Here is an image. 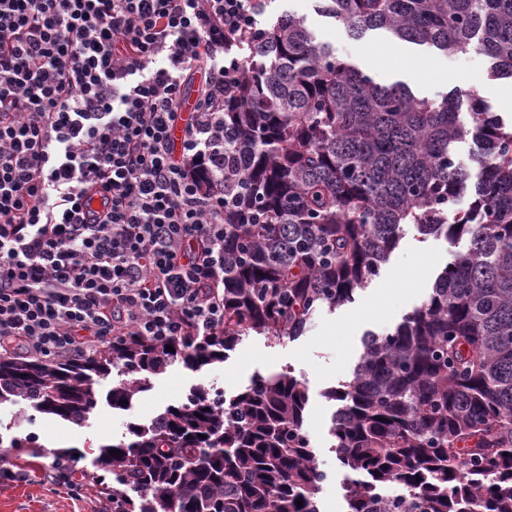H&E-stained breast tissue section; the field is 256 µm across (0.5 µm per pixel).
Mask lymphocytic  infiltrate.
I'll return each instance as SVG.
<instances>
[{
    "label": "lymphocytic infiltrate",
    "mask_w": 512,
    "mask_h": 512,
    "mask_svg": "<svg viewBox=\"0 0 512 512\" xmlns=\"http://www.w3.org/2000/svg\"><path fill=\"white\" fill-rule=\"evenodd\" d=\"M258 4L0 0V355L223 330L224 107Z\"/></svg>",
    "instance_id": "1"
}]
</instances>
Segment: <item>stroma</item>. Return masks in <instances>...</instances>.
<instances>
[{"mask_svg":"<svg viewBox=\"0 0 512 512\" xmlns=\"http://www.w3.org/2000/svg\"><path fill=\"white\" fill-rule=\"evenodd\" d=\"M304 16L309 29L327 42L337 57L370 72L377 82L407 85L416 96L438 99L453 90L475 95L502 117L512 116L498 93L503 82L489 74L491 60L478 51L445 55L393 38L382 30L356 40L333 19L319 15L315 0H263L258 22L266 27L284 13ZM413 226H405L399 247L367 288L358 291L354 303L335 311L321 310L302 336L278 343L266 337H244L224 362L194 372L176 364L153 378L150 391L139 396L132 408L117 410L106 400L112 380L102 381L101 400L84 426L29 409L25 401L0 405V435L36 434L52 449L86 448L124 435L128 423L150 422L170 404L183 400L202 386L231 392L248 383L257 372L290 370L308 388L309 402L304 429L320 468L329 475L318 495L321 512H346L341 482L344 472L332 448L329 434L335 402L325 398L327 388L349 380L363 352L366 333L394 329L403 316L425 303L437 275L455 253L466 250L467 239L427 237L418 242ZM102 494L87 487L83 496L48 482L42 465L30 467L26 481L0 484V512H98Z\"/></svg>","mask_w":512,"mask_h":512,"instance_id":"1","label":"stroma"}]
</instances>
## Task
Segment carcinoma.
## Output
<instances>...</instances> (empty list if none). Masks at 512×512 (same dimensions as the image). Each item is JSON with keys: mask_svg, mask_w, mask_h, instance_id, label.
I'll use <instances>...</instances> for the list:
<instances>
[{"mask_svg": "<svg viewBox=\"0 0 512 512\" xmlns=\"http://www.w3.org/2000/svg\"><path fill=\"white\" fill-rule=\"evenodd\" d=\"M316 11L357 40L385 30L446 55L478 50L492 76L512 78V0H318ZM243 46L224 112V332H130L54 362L1 356L0 404L82 427L114 374L109 402L125 410L176 363L223 362L252 332L298 337L317 311L354 302L412 224L469 247L394 330L367 333L351 379L324 392L337 402L347 512H512V120L473 97L463 120L460 93L382 85L291 13ZM469 137L476 171L456 158ZM308 401L292 372L257 373L229 397L195 388L116 443L57 454L91 458L104 471L95 484L126 512H319Z\"/></svg>", "mask_w": 512, "mask_h": 512, "instance_id": "1", "label": "carcinoma"}]
</instances>
